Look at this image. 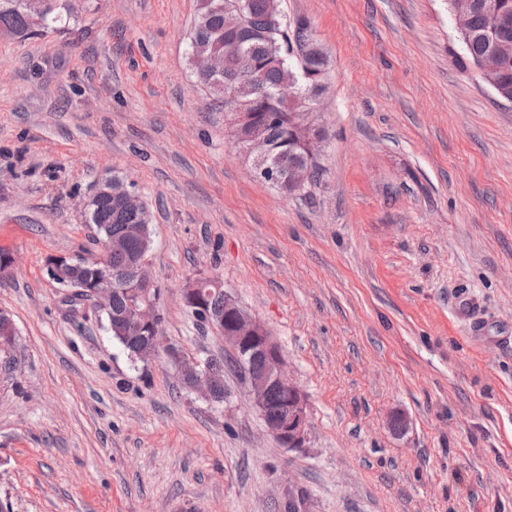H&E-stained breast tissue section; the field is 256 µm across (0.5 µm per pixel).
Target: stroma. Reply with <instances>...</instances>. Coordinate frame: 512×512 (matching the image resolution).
<instances>
[{"label": "stroma", "mask_w": 512, "mask_h": 512, "mask_svg": "<svg viewBox=\"0 0 512 512\" xmlns=\"http://www.w3.org/2000/svg\"><path fill=\"white\" fill-rule=\"evenodd\" d=\"M72 3L0 38L6 512H512V103L456 67L448 0H282L329 69L324 174L291 197L193 82L197 0ZM115 175L148 207L166 343L227 355L184 302L221 278L306 396L305 447L234 370L214 403L67 316L47 262L93 248L84 203Z\"/></svg>", "instance_id": "35a3bbf8"}]
</instances>
